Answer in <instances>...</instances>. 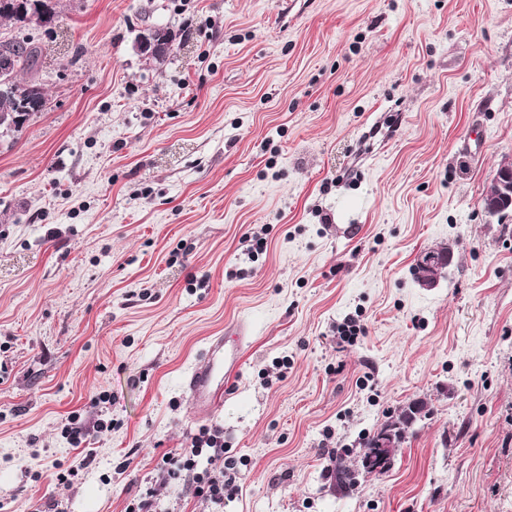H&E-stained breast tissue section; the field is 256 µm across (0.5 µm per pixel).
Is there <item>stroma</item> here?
Instances as JSON below:
<instances>
[{
  "label": "stroma",
  "instance_id": "35a3bbf8",
  "mask_svg": "<svg viewBox=\"0 0 512 512\" xmlns=\"http://www.w3.org/2000/svg\"><path fill=\"white\" fill-rule=\"evenodd\" d=\"M59 11L29 31L47 104L0 138V512H212L160 468L204 428L224 512H512V211L482 209L512 157V0ZM236 319L234 392L195 414L187 369ZM414 400L391 469L336 491L337 449ZM134 50L147 58H159L168 50L167 38L158 30L147 29L142 32L134 43ZM453 258L454 248L451 244L421 253L415 262L418 284L423 288L436 287L440 271L450 265Z\"/></svg>",
  "mask_w": 512,
  "mask_h": 512
}]
</instances>
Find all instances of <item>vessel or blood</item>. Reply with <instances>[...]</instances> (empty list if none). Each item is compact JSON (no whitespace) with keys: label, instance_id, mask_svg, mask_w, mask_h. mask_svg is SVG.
<instances>
[{"label":"vessel or blood","instance_id":"vessel-or-blood-1","mask_svg":"<svg viewBox=\"0 0 512 512\" xmlns=\"http://www.w3.org/2000/svg\"><path fill=\"white\" fill-rule=\"evenodd\" d=\"M251 327L244 321H233L223 335L213 337L203 355L184 377V387L197 409L214 412L230 393L231 381L238 373Z\"/></svg>","mask_w":512,"mask_h":512}]
</instances>
